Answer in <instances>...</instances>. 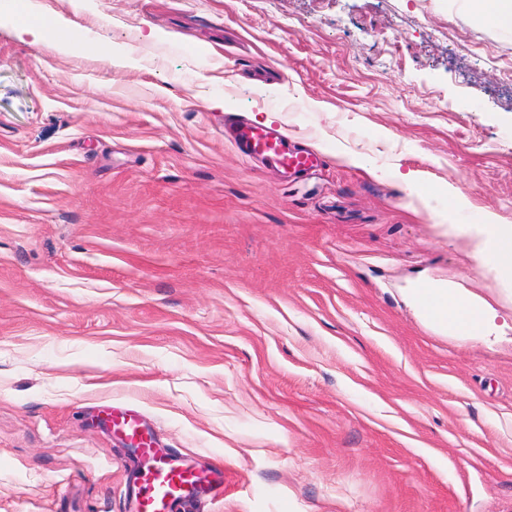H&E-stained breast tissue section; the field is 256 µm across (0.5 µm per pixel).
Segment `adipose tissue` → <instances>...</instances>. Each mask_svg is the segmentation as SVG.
<instances>
[{
  "instance_id": "1",
  "label": "adipose tissue",
  "mask_w": 512,
  "mask_h": 512,
  "mask_svg": "<svg viewBox=\"0 0 512 512\" xmlns=\"http://www.w3.org/2000/svg\"><path fill=\"white\" fill-rule=\"evenodd\" d=\"M479 253L503 282L512 284V226L484 224L478 230ZM418 307L435 310L439 325L462 337H484L495 328L496 312L473 294L425 285L414 291Z\"/></svg>"
}]
</instances>
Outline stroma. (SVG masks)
<instances>
[{
    "mask_svg": "<svg viewBox=\"0 0 512 512\" xmlns=\"http://www.w3.org/2000/svg\"><path fill=\"white\" fill-rule=\"evenodd\" d=\"M264 115L322 164L225 140ZM490 218L512 225V29L454 0L0 10V512H132L142 460L96 421L120 408L223 479L185 512H512ZM422 282L479 294L497 336L432 328Z\"/></svg>",
    "mask_w": 512,
    "mask_h": 512,
    "instance_id": "35a3bbf8",
    "label": "stroma"
}]
</instances>
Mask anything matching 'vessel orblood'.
<instances>
[{
  "label": "vessel or blood",
  "mask_w": 512,
  "mask_h": 512,
  "mask_svg": "<svg viewBox=\"0 0 512 512\" xmlns=\"http://www.w3.org/2000/svg\"><path fill=\"white\" fill-rule=\"evenodd\" d=\"M230 130L233 143L242 156L264 160L280 170L302 171L321 162L320 155L291 147L279 128L239 121L232 123ZM112 423L126 431L146 461L135 492L138 512H176L196 493L195 476L180 465L152 458L151 439L142 431L134 412L117 413Z\"/></svg>",
  "instance_id": "obj_1"
}]
</instances>
